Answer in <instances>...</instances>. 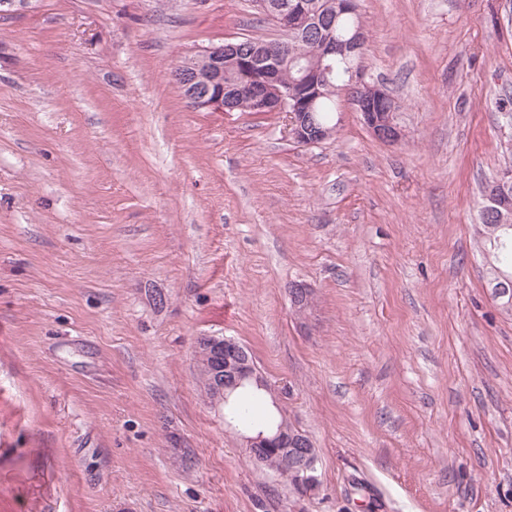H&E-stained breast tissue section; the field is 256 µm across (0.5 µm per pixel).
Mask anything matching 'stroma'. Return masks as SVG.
I'll return each instance as SVG.
<instances>
[{"label":"stroma","instance_id":"obj_1","mask_svg":"<svg viewBox=\"0 0 512 512\" xmlns=\"http://www.w3.org/2000/svg\"><path fill=\"white\" fill-rule=\"evenodd\" d=\"M335 137L190 107L252 0H0V512H512V315L485 178L512 163V0H359ZM311 285L300 318L288 287ZM245 344L318 456L292 493L203 391ZM347 69L348 63L341 58H337L331 78L336 89L340 86H346V73H348L347 85L366 125L378 139L391 143L398 142L401 139V127L397 122L396 110L379 116L376 114L377 112H368L366 108L370 101H390L389 94L379 86L367 81L363 68L352 66L348 69V72ZM489 224L494 223H486L481 219L478 231L482 252L486 251L484 256L487 264L491 269L496 267L505 273L512 274V239L507 248H498L494 240L500 233L494 234L495 230L489 227Z\"/></svg>","mask_w":512,"mask_h":512}]
</instances>
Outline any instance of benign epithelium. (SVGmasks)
Here are the masks:
<instances>
[{
  "label": "benign epithelium",
  "instance_id": "obj_1",
  "mask_svg": "<svg viewBox=\"0 0 512 512\" xmlns=\"http://www.w3.org/2000/svg\"><path fill=\"white\" fill-rule=\"evenodd\" d=\"M257 8L271 16L280 31V37L261 43L255 49H247L236 43L208 48L181 61L184 77L181 86L191 105L197 110L209 112H233L235 99L245 94L257 112H283L288 120V134L303 145L320 143L336 133V129L315 123L308 112L321 94L319 88H331L329 57L340 54L358 56L362 51L360 33L350 39L326 40L315 69L288 58L286 37L293 33L307 14L305 0H282L278 7H270L268 0H257ZM288 65L296 70L292 84L281 80L280 68ZM347 85L352 92L366 125L380 140L395 143L401 139V127L396 112L377 115L367 111L372 101L387 102L389 94L366 79L364 69L352 66L348 69ZM488 285L495 299L503 306L512 305V279L498 273L489 277ZM294 306L300 313L312 306L311 289L303 283L290 288ZM202 346L216 366L213 387L217 394H227L246 383L268 390L270 384L257 369L247 349L233 338L204 336ZM243 442L253 451V459L263 463L261 453L276 449L288 453L289 468L277 473L288 478L296 490H312L317 484V454L309 447L304 434L296 429L287 431L279 426L267 434L260 431L246 436Z\"/></svg>",
  "mask_w": 512,
  "mask_h": 512
}]
</instances>
